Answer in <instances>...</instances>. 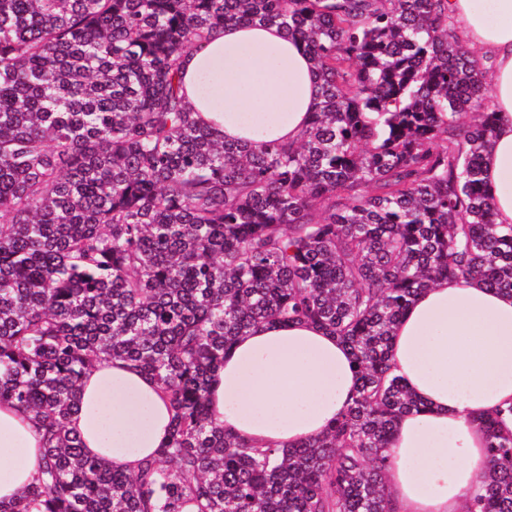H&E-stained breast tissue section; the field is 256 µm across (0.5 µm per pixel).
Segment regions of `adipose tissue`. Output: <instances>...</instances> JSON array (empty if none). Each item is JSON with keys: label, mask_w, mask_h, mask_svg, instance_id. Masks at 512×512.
<instances>
[{"label": "adipose tissue", "mask_w": 512, "mask_h": 512, "mask_svg": "<svg viewBox=\"0 0 512 512\" xmlns=\"http://www.w3.org/2000/svg\"><path fill=\"white\" fill-rule=\"evenodd\" d=\"M458 36L487 60L497 125L483 157L496 221L512 224V0H448ZM186 98L214 136L299 139L319 102L302 43L271 25L229 24L183 61ZM395 375L421 401L390 438L385 482L394 512H466L488 466L482 418L512 402V294L474 280L442 281L401 317ZM355 366L345 346L308 323L262 324L226 352L209 389L215 423L254 446L320 437L351 403ZM70 427L87 452L128 471L168 440L172 413L156 379L99 359L83 379ZM42 438L31 416L0 404V500L37 479Z\"/></svg>", "instance_id": "obj_1"}]
</instances>
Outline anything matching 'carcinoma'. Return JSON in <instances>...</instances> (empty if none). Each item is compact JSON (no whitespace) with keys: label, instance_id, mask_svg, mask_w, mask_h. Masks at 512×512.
<instances>
[{"label":"carcinoma","instance_id":"cac0c4a2","mask_svg":"<svg viewBox=\"0 0 512 512\" xmlns=\"http://www.w3.org/2000/svg\"><path fill=\"white\" fill-rule=\"evenodd\" d=\"M229 23L304 45L320 102L298 141L256 150L194 118L181 58ZM491 102L448 0H0V402L44 443L0 512H392L385 450L421 406L392 375L400 317L442 279L512 292ZM270 322L325 330L358 369L345 412L290 448L209 412L224 353ZM102 355L173 411L134 474L69 429ZM511 416L485 421L469 512H512Z\"/></svg>","mask_w":512,"mask_h":512}]
</instances>
